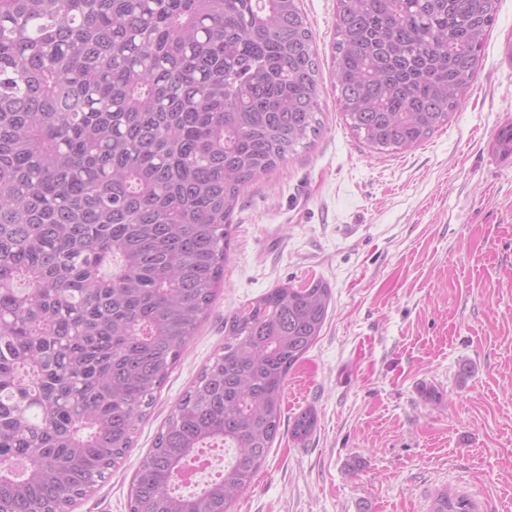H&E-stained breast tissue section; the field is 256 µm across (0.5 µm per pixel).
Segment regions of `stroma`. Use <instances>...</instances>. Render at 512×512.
<instances>
[{"label": "stroma", "mask_w": 512, "mask_h": 512, "mask_svg": "<svg viewBox=\"0 0 512 512\" xmlns=\"http://www.w3.org/2000/svg\"><path fill=\"white\" fill-rule=\"evenodd\" d=\"M321 70V136L246 184L224 281L139 424L72 512H128L133 479L177 400L224 344V320L284 283L326 282L329 313L288 375L280 432L233 512H432L441 493L512 512V0L479 70L420 145L373 152L331 78L336 0H301ZM439 391L432 403L422 386ZM314 409L307 441L294 417Z\"/></svg>", "instance_id": "obj_1"}]
</instances>
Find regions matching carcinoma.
I'll return each instance as SVG.
<instances>
[{"instance_id":"obj_1","label":"carcinoma","mask_w":512,"mask_h":512,"mask_svg":"<svg viewBox=\"0 0 512 512\" xmlns=\"http://www.w3.org/2000/svg\"><path fill=\"white\" fill-rule=\"evenodd\" d=\"M300 0H0V512H64L106 480L224 280L240 189L323 131ZM499 0H337L332 75L372 150L460 105ZM331 288L282 284L142 460L129 512H230L278 435ZM317 416L293 421L303 442ZM231 461L181 491L203 448ZM433 512H473L441 494Z\"/></svg>"}]
</instances>
